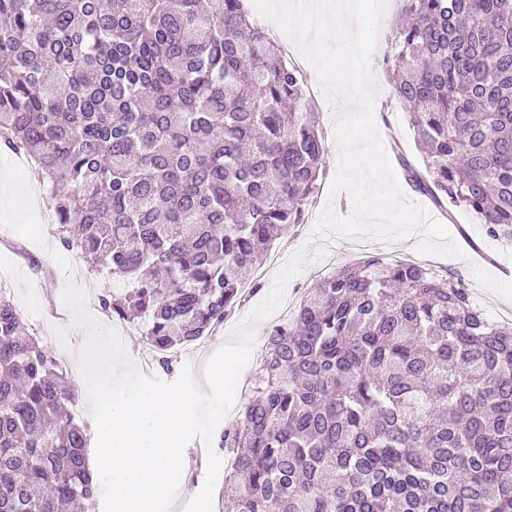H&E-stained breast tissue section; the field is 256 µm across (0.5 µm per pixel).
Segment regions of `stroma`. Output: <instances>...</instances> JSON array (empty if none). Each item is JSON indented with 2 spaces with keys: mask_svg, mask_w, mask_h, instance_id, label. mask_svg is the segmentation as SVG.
<instances>
[{
  "mask_svg": "<svg viewBox=\"0 0 512 512\" xmlns=\"http://www.w3.org/2000/svg\"><path fill=\"white\" fill-rule=\"evenodd\" d=\"M401 15L400 0H387L370 69L376 90V124L391 122L398 141L411 147L415 144L414 132L402 105L390 98L391 86L383 64L388 39ZM340 112V107L328 104L320 113V126L327 147L326 174L319 192L306 206L304 224L271 246V258L264 260L257 273L261 281L260 291L249 297L231 319L207 338L199 350L182 354L173 362L171 369L155 367L153 378L171 383L187 367L191 369L196 385L205 387L204 369L207 361L230 341L233 330L265 299L275 274L296 253H303L304 259L298 273L286 287L285 300L289 303L301 301L321 269L334 270L349 262L385 254L418 258L415 241L411 238L339 239L330 234H317L318 218L326 203H333L341 215L349 214L352 208L348 192L334 195L329 192L338 168L339 150L334 127ZM28 180L23 169L15 166L13 158L0 154V185L5 186L8 200L7 205L0 206V278L11 282V295L29 331L36 333L55 354L70 357L77 354L81 338L89 336L91 327L112 328V321L99 309L98 298L107 289L121 292L122 286L105 274L91 272L75 253L61 246L55 225L41 223L37 209L22 203L19 189L26 186ZM432 216L449 228L462 254L458 257L434 255L430 258L431 263L458 273L483 315L490 321H500L504 310H512V242L488 238L476 215L463 209L454 210L449 216L436 210ZM31 255L42 262V272H35L30 267L27 258ZM70 286L84 291V310L91 319L90 324L80 323L75 311L65 303L63 294Z\"/></svg>",
  "mask_w": 512,
  "mask_h": 512,
  "instance_id": "1",
  "label": "stroma"
}]
</instances>
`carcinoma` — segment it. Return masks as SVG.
Returning a JSON list of instances; mask_svg holds the SVG:
<instances>
[{
	"instance_id": "obj_1",
	"label": "carcinoma",
	"mask_w": 512,
	"mask_h": 512,
	"mask_svg": "<svg viewBox=\"0 0 512 512\" xmlns=\"http://www.w3.org/2000/svg\"><path fill=\"white\" fill-rule=\"evenodd\" d=\"M404 2L384 65L424 169L397 144L403 175L512 241V0ZM306 88L245 0H0V144L164 367L304 223L327 154ZM268 336L218 440L237 512H512V323L459 275L354 262ZM75 403L0 291V512H89Z\"/></svg>"
}]
</instances>
